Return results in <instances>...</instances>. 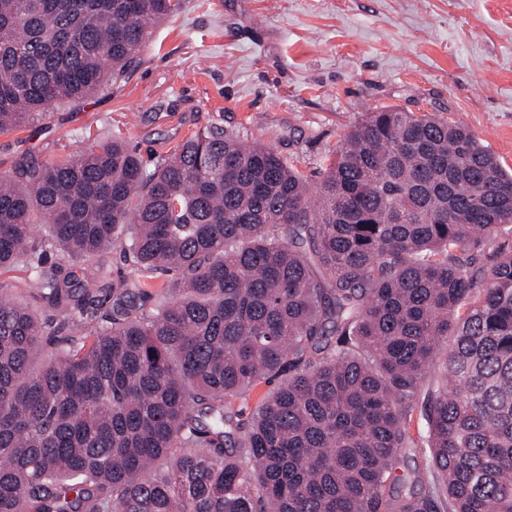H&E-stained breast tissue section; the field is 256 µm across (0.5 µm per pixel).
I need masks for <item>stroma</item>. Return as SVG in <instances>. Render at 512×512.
<instances>
[{"mask_svg": "<svg viewBox=\"0 0 512 512\" xmlns=\"http://www.w3.org/2000/svg\"><path fill=\"white\" fill-rule=\"evenodd\" d=\"M138 60L80 106L0 135V171L113 133L149 160L220 126L314 183L383 105L465 125L512 171V0H183Z\"/></svg>", "mask_w": 512, "mask_h": 512, "instance_id": "stroma-1", "label": "stroma"}]
</instances>
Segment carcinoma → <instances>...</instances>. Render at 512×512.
I'll return each mask as SVG.
<instances>
[{"instance_id":"carcinoma-1","label":"carcinoma","mask_w":512,"mask_h":512,"mask_svg":"<svg viewBox=\"0 0 512 512\" xmlns=\"http://www.w3.org/2000/svg\"><path fill=\"white\" fill-rule=\"evenodd\" d=\"M179 5L0 0V135L125 79ZM511 231L512 171L396 107L344 134L316 190L219 126L150 165L118 137L15 159L0 275L29 273L59 320L0 295V512H512ZM117 245L136 277L114 284ZM407 448L432 481L394 492ZM271 388L272 385L268 386L264 382L256 385L245 397L234 401V410L241 411L244 417L249 416L255 407L268 396Z\"/></svg>"}]
</instances>
